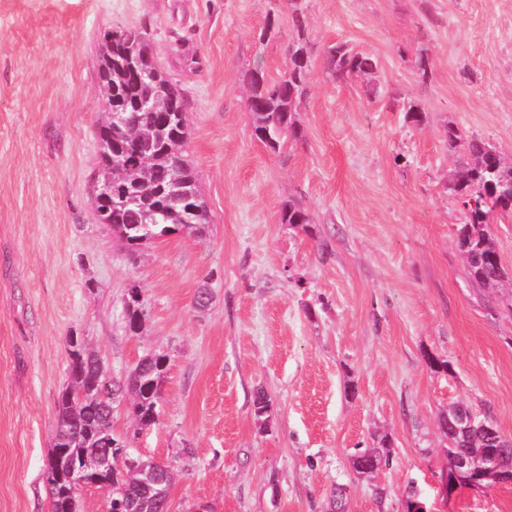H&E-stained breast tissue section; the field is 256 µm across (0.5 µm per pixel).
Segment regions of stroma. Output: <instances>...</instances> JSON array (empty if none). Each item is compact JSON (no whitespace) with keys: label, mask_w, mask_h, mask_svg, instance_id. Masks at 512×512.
<instances>
[{"label":"stroma","mask_w":512,"mask_h":512,"mask_svg":"<svg viewBox=\"0 0 512 512\" xmlns=\"http://www.w3.org/2000/svg\"><path fill=\"white\" fill-rule=\"evenodd\" d=\"M141 26L187 99L210 226L130 256L88 186L100 38ZM300 27L303 137L273 150L244 76L285 72ZM339 42L376 69L333 81ZM452 124L512 158V0H0V512H51L44 461L74 331L117 379L167 357L154 423L124 400L112 424L171 466L172 512H336L339 491L347 512H403L412 486L432 512H512V485L442 493L449 406L512 439V286L473 281L457 246ZM289 202L308 228L282 223ZM381 446L389 462L358 474L353 458Z\"/></svg>","instance_id":"35a3bbf8"}]
</instances>
